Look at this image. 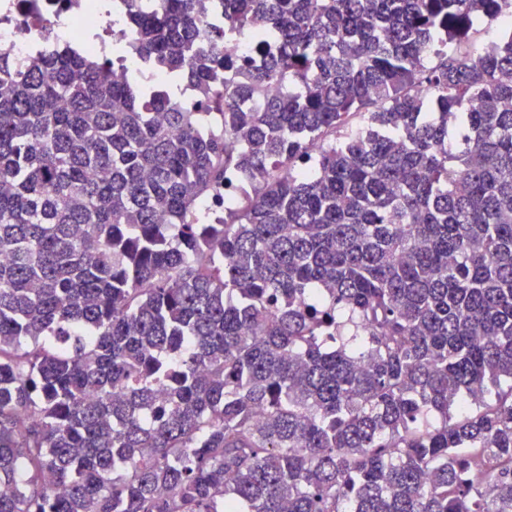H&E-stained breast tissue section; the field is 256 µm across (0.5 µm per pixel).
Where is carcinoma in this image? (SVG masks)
Returning a JSON list of instances; mask_svg holds the SVG:
<instances>
[{
	"label": "carcinoma",
	"mask_w": 512,
	"mask_h": 512,
	"mask_svg": "<svg viewBox=\"0 0 512 512\" xmlns=\"http://www.w3.org/2000/svg\"><path fill=\"white\" fill-rule=\"evenodd\" d=\"M221 2L0 51V512H512V0Z\"/></svg>",
	"instance_id": "carcinoma-1"
}]
</instances>
